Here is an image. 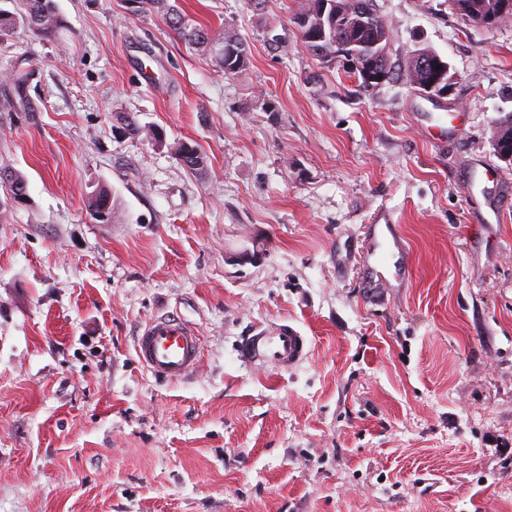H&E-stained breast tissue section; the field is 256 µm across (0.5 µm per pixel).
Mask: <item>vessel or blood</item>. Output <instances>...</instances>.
Here are the masks:
<instances>
[{"label":"vessel or blood","instance_id":"obj_1","mask_svg":"<svg viewBox=\"0 0 512 512\" xmlns=\"http://www.w3.org/2000/svg\"><path fill=\"white\" fill-rule=\"evenodd\" d=\"M306 349L305 336L294 327L282 324L249 336L240 355L251 362L288 368L305 359ZM136 354L140 364L155 376L178 380L193 372L197 365L198 338L180 319L161 316L145 327L137 341Z\"/></svg>","mask_w":512,"mask_h":512}]
</instances>
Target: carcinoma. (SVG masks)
<instances>
[{
    "label": "carcinoma",
    "mask_w": 512,
    "mask_h": 512,
    "mask_svg": "<svg viewBox=\"0 0 512 512\" xmlns=\"http://www.w3.org/2000/svg\"><path fill=\"white\" fill-rule=\"evenodd\" d=\"M3 3L13 2L15 10L0 7V34L9 32L17 25H22L43 40L58 39L65 27L64 19L55 0H0ZM138 7L134 14L146 16L160 14L166 26L188 45L215 54L220 68L230 71L234 76L245 70L249 63L245 44L238 35L228 29L213 30L196 25L177 6L170 5L167 0H137ZM454 9L469 22L476 23L478 17L494 10L497 0H451ZM343 16L338 25L331 29L324 40L320 42L303 41L304 47L323 64H330L328 56L336 52V38L347 42H372L384 40L391 42V28L385 17L377 10L374 0H344L342 2ZM231 46L242 54V59L233 63L224 57V48ZM417 56L408 58L401 67H396L392 57H387L385 66L390 73L389 80L402 79L413 84L417 74ZM8 80V94L3 98V107L13 108L15 105H27L24 93L32 77V71L13 66L11 70L0 75ZM128 134L132 138L142 135L150 139H158L157 132L142 126L133 114L124 116ZM496 152L502 158H507V151L512 150V115L497 122L495 133ZM170 151L179 157L181 162L190 170L199 172L205 166V157L200 151L186 141H175L168 145ZM5 177L11 198L22 201L27 196L25 177L14 171H0V177ZM88 210L95 220L110 223L115 217V205L108 189L97 187L88 194Z\"/></svg>",
    "instance_id": "obj_1"
}]
</instances>
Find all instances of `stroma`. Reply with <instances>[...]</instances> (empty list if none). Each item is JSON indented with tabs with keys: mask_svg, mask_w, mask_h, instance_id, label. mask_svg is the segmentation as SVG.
<instances>
[{
	"mask_svg": "<svg viewBox=\"0 0 512 512\" xmlns=\"http://www.w3.org/2000/svg\"><path fill=\"white\" fill-rule=\"evenodd\" d=\"M56 2L58 41L0 37V73L33 71L29 111H0V169L27 181L20 203L0 182V512H512V207L477 221L512 193V24L375 0L394 60L448 61L432 99L324 67L298 0H178L244 40L232 77L125 0ZM101 185L109 224L85 206ZM385 209L406 249L375 302ZM163 315L201 343L176 381L135 356ZM281 324L300 364L241 358ZM496 125L495 150L500 157L511 162L512 158H508L507 151L510 149L512 155V115L498 121ZM168 148L179 157L188 169L195 172L203 170L206 163L205 157L189 142L175 141L172 144H168Z\"/></svg>",
	"mask_w": 512,
	"mask_h": 512,
	"instance_id": "35a3bbf8",
	"label": "stroma"
}]
</instances>
